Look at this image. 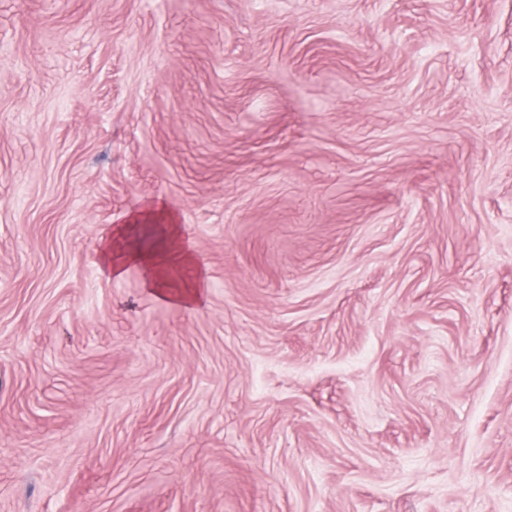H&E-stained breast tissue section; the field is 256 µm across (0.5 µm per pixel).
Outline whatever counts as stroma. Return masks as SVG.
Returning <instances> with one entry per match:
<instances>
[{"instance_id": "1", "label": "stroma", "mask_w": 512, "mask_h": 512, "mask_svg": "<svg viewBox=\"0 0 512 512\" xmlns=\"http://www.w3.org/2000/svg\"><path fill=\"white\" fill-rule=\"evenodd\" d=\"M0 512H512V0H0ZM165 246L160 249H143L141 247L132 251L127 249L129 243L120 242L115 251L112 246L102 256V261L107 266L112 276L122 275L125 265L129 260L149 262L156 267V278L152 279L149 287L159 298L173 300L186 306L199 300L203 289V278L198 276L194 282H187L181 286H175L166 279L163 272L177 265L196 266L193 254L178 241V232L175 224H167L162 229V238Z\"/></svg>"}]
</instances>
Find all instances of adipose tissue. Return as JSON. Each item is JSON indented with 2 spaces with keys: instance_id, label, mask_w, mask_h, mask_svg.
I'll return each instance as SVG.
<instances>
[{
  "instance_id": "obj_1",
  "label": "adipose tissue",
  "mask_w": 512,
  "mask_h": 512,
  "mask_svg": "<svg viewBox=\"0 0 512 512\" xmlns=\"http://www.w3.org/2000/svg\"><path fill=\"white\" fill-rule=\"evenodd\" d=\"M164 246L162 249L129 250L126 244H119L116 250L105 251L102 260L112 276H121L127 261H145L157 270V276L150 282L152 292L159 298L173 300L185 305H192L198 301L202 289V280H195L183 285H174L166 279L164 273L178 265H194L195 259L190 250L178 241V232L175 225H166L162 230Z\"/></svg>"
}]
</instances>
